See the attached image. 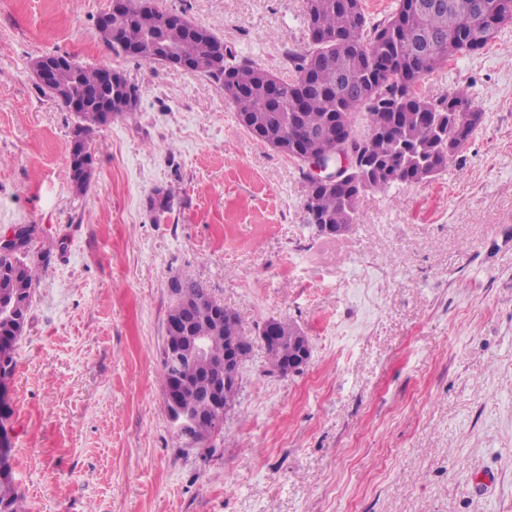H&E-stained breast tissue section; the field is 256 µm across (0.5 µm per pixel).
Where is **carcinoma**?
<instances>
[{"label":"carcinoma","instance_id":"obj_1","mask_svg":"<svg viewBox=\"0 0 512 512\" xmlns=\"http://www.w3.org/2000/svg\"><path fill=\"white\" fill-rule=\"evenodd\" d=\"M307 33L317 38L304 50L288 53L295 79L269 88V70L235 55L222 65L212 62L213 33L196 38L177 28L156 29L157 11L134 9L121 22V36L129 45L150 34L175 45L179 57L197 67L224 88L241 125L253 136L297 142L304 147L319 141L334 145L332 127L345 128L353 146L373 158L372 190L431 181L468 145L482 122V111L462 88H450L436 99L424 96V79L457 55L482 50L498 34L497 24L512 22V0H397L386 18L374 20L362 0H306ZM71 77L81 91L105 100L104 112H79L76 130L91 138L96 128L117 116L136 111L132 101L139 88L125 77L105 88L101 69L73 64ZM363 114L366 131L355 129ZM317 220L309 224L318 233L321 225L352 227L359 219L362 194L350 182L333 188L308 187ZM38 268L16 254H0V338L17 342L22 335L16 319L28 316L31 289ZM171 286L174 306L188 302L196 308L188 335L222 336L236 344L238 363H245L253 339L233 310L219 304L222 319L211 316L213 298L191 275H176ZM275 330L280 340L265 347L268 372L281 373L295 350L301 329L285 319L266 321L260 335ZM224 374V343L210 349L208 362L183 363L181 376L194 379L178 399L181 409L195 416L179 429L192 443L210 437L224 425V418L200 393L207 376ZM10 449H3L6 465L0 470V512H24L23 500L8 465Z\"/></svg>","mask_w":512,"mask_h":512}]
</instances>
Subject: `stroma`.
I'll use <instances>...</instances> for the list:
<instances>
[{
    "mask_svg": "<svg viewBox=\"0 0 512 512\" xmlns=\"http://www.w3.org/2000/svg\"><path fill=\"white\" fill-rule=\"evenodd\" d=\"M107 0H0V237L39 262L0 409L25 512H512V24L424 79L469 88L474 138L432 181L362 197L315 233L301 165L242 127L208 77L115 56ZM288 79L304 0H160ZM139 86L69 179L77 117L32 59ZM173 209L157 220L156 189ZM186 272L256 331L309 337L300 371L255 345L221 433L189 444L162 403L169 282ZM125 5H129L127 0H110L108 6L101 12L98 19V30L103 33H110L113 37V42H121L119 40L120 34L116 27H112V16L124 12ZM102 43L112 51L116 56L124 55L113 42L109 41L106 37H100ZM126 56V55H124ZM55 56V57H65L66 55H45L39 56L32 62V70L33 74L38 81V83L43 84L40 85L41 89L45 94H49V96L55 97L62 101L67 108H69V102L63 97H60L57 93V88L55 86H44L49 84H54L60 76V67L57 63L46 59V57Z\"/></svg>",
    "mask_w": 512,
    "mask_h": 512,
    "instance_id": "obj_1",
    "label": "stroma"
}]
</instances>
